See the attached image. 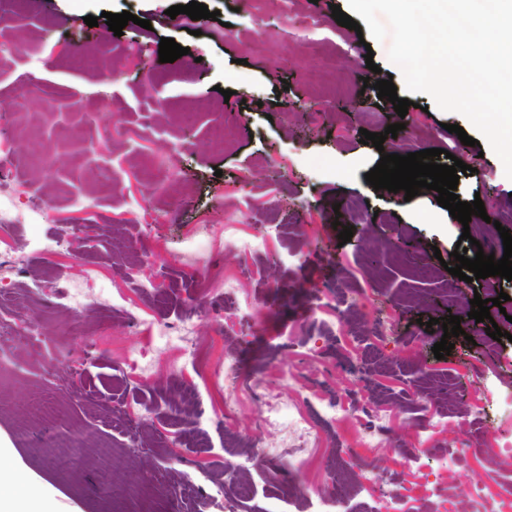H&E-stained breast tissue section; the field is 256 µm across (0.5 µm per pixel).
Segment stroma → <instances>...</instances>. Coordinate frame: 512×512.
Masks as SVG:
<instances>
[{
  "instance_id": "1",
  "label": "stroma",
  "mask_w": 512,
  "mask_h": 512,
  "mask_svg": "<svg viewBox=\"0 0 512 512\" xmlns=\"http://www.w3.org/2000/svg\"><path fill=\"white\" fill-rule=\"evenodd\" d=\"M189 0H35L0 16V43L23 50L0 73V113L34 115L48 145L44 163L31 164L27 138L0 149V166L16 168L21 182L0 184L13 200L0 212L12 224L0 259V289L11 293L0 319L26 327L36 322L38 342L8 349L0 365L12 375L0 386V436L24 469L60 493L63 512H167V490L210 463L226 495L252 484L243 512H319L323 499H341L348 512H373L368 487L379 480L397 512H484L473 495L485 487L512 495V280L493 276L507 293L491 317L507 339H454L449 356L432 348L444 334L437 320L454 308L470 312L480 280L459 282L449 293L453 252L470 232L476 252L504 250L499 221L512 230V180L487 144L466 146L447 130L456 124L475 136L463 116L441 111L425 94L408 95L389 62L388 42L360 44L356 31L337 24L332 5L347 0H202L218 19L184 22L169 7ZM127 11L137 23L115 36L102 12ZM99 17L88 27L85 16ZM149 20L142 28L140 20ZM188 48L180 67L159 60L161 38ZM67 45L58 55L54 46ZM376 71H369L367 61ZM389 74L398 98H412L398 116L373 86ZM37 87L26 103L16 91ZM231 97H224V90ZM232 118L235 134L224 149L211 143L214 126ZM404 122L382 148L360 141L361 130L380 133ZM124 133L105 139L108 123ZM441 148L472 171L460 177L461 200L481 199L485 217L469 226L452 218L434 190L418 196L379 194L365 175L381 153L404 155ZM112 172L97 177L98 168ZM37 212H30L29 203ZM90 210L95 240L83 251H58L44 261L35 248L45 238H79L67 223ZM351 227L340 242L334 222ZM260 250H241L244 241ZM205 256L220 283L203 295L184 258ZM91 280L97 310L68 309L69 282ZM138 330L121 328L122 316ZM346 316L336 334L327 325ZM189 328L199 349L183 360L178 349L153 343L160 325ZM148 373H141L137 358ZM242 366L237 382L224 380V362ZM449 378L460 407L440 427L441 399L427 396L430 381ZM196 397L209 445L196 447L173 407V389ZM285 402L309 426L307 447L269 461L255 441L263 403ZM235 407L225 413L224 400ZM336 399L345 414L325 422L322 407ZM109 404L141 409L148 423L181 434L177 451H139L134 482L149 483L152 503L130 495L118 471L89 445L87 468L66 476L75 435L98 430L109 449L131 446L110 415L89 408ZM377 412L369 425L367 406ZM426 446L430 455L418 454ZM440 454L454 456L434 482Z\"/></svg>"
}]
</instances>
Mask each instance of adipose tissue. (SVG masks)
<instances>
[{
    "mask_svg": "<svg viewBox=\"0 0 512 512\" xmlns=\"http://www.w3.org/2000/svg\"><path fill=\"white\" fill-rule=\"evenodd\" d=\"M15 450L0 440V512H59L50 486L32 487L14 462Z\"/></svg>",
    "mask_w": 512,
    "mask_h": 512,
    "instance_id": "adipose-tissue-1",
    "label": "adipose tissue"
}]
</instances>
